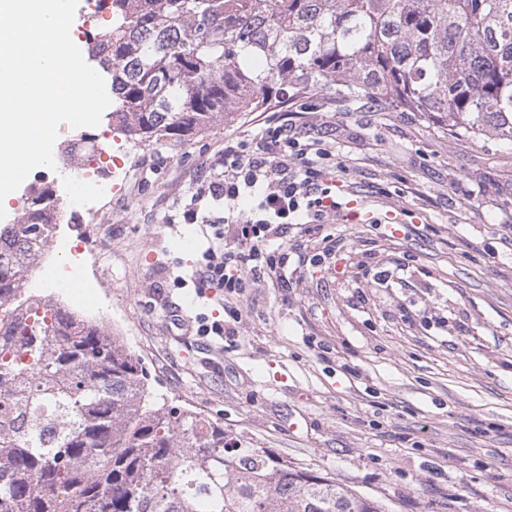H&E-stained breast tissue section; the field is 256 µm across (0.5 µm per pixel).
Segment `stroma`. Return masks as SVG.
I'll return each mask as SVG.
<instances>
[{
  "mask_svg": "<svg viewBox=\"0 0 512 512\" xmlns=\"http://www.w3.org/2000/svg\"><path fill=\"white\" fill-rule=\"evenodd\" d=\"M284 118L325 143L341 207L282 243L313 255L331 232L345 246L247 291L238 336L197 335L198 318L224 317L197 276L215 244L204 219L224 204L203 199L192 224L185 206L225 139L254 143ZM91 133L109 155L99 178L128 172L98 221L112 299L93 313L65 290L55 301L119 337L156 397L391 512H512V148L332 88L185 143ZM355 208L396 212L399 228L352 220ZM385 269L402 283L377 285Z\"/></svg>",
  "mask_w": 512,
  "mask_h": 512,
  "instance_id": "35a3bbf8",
  "label": "stroma"
}]
</instances>
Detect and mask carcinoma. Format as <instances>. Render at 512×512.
<instances>
[{
    "label": "carcinoma",
    "mask_w": 512,
    "mask_h": 512,
    "mask_svg": "<svg viewBox=\"0 0 512 512\" xmlns=\"http://www.w3.org/2000/svg\"><path fill=\"white\" fill-rule=\"evenodd\" d=\"M87 61L108 125L181 143L284 89L378 97L457 138L512 144V0H107ZM0 224V512H389L382 500L247 448L152 400L116 336L58 305L23 306L53 190Z\"/></svg>",
    "instance_id": "carcinoma-1"
}]
</instances>
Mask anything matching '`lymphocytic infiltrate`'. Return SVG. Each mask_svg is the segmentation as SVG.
Segmentation results:
<instances>
[{"instance_id": "lymphocytic-infiltrate-1", "label": "lymphocytic infiltrate", "mask_w": 512, "mask_h": 512, "mask_svg": "<svg viewBox=\"0 0 512 512\" xmlns=\"http://www.w3.org/2000/svg\"><path fill=\"white\" fill-rule=\"evenodd\" d=\"M326 153L321 141L301 143L292 124L265 132L252 146L225 141L222 171L207 177L184 217L197 220L196 204L205 195L231 203L247 192L256 203L248 215L225 216L223 228L214 231L223 247L208 253L199 280L223 291L226 318L200 322L199 335H236L240 311L232 299L256 287L261 274L287 269L291 261V251L274 246V239L303 218L317 219L339 209L335 193L324 185L316 167L317 158Z\"/></svg>"}]
</instances>
